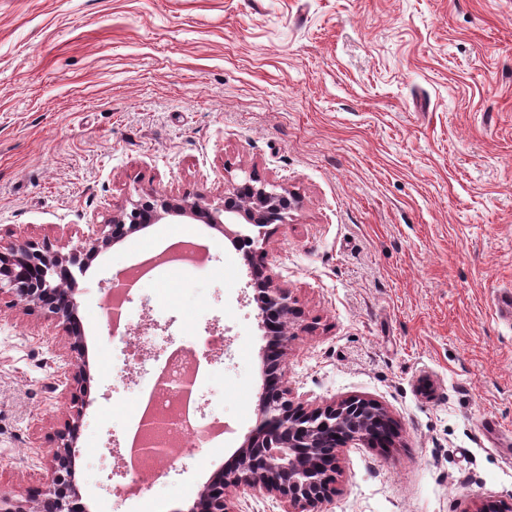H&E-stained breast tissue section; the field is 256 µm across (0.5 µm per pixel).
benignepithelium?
Wrapping results in <instances>:
<instances>
[{
	"instance_id": "1",
	"label": "benign epithelium",
	"mask_w": 512,
	"mask_h": 512,
	"mask_svg": "<svg viewBox=\"0 0 512 512\" xmlns=\"http://www.w3.org/2000/svg\"><path fill=\"white\" fill-rule=\"evenodd\" d=\"M296 200L292 190L270 186L254 176L230 184L216 205L202 194L159 196L149 191L119 206L104 223L91 225L70 249L65 244L54 249L33 242L0 249V299L5 297L13 307L61 322L71 352L69 414L47 454L48 482L23 500L0 493V512H90V506L82 502L76 469L90 378L83 330L77 321L76 273L84 272L100 252L167 217L201 221L243 252L266 340L260 352L263 383L256 425L224 468L178 512H235L232 500L245 492L273 496L287 505L285 512H317L334 492L339 449L359 444L393 446L397 424L381 402L347 396L314 405L288 386L284 366L296 336L298 312L260 242L270 225L286 223ZM240 218L257 233L235 229ZM169 451L164 441L138 449L139 454L154 460L166 457Z\"/></svg>"
}]
</instances>
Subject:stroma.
I'll return each instance as SVG.
<instances>
[{
    "mask_svg": "<svg viewBox=\"0 0 512 512\" xmlns=\"http://www.w3.org/2000/svg\"><path fill=\"white\" fill-rule=\"evenodd\" d=\"M258 177L299 204L265 250L300 311L285 368L308 401L364 396L394 447L341 449L320 512L512 505V0H0V244L51 246L151 190L224 195ZM204 267H159L120 326L112 277L170 236ZM75 295L90 369L79 484L92 512H141L118 472L147 383L114 371L147 322L211 349L196 398L229 430L145 465L177 512L256 424L254 290L230 240L163 220L100 253ZM58 323L0 302V491L41 488L68 401Z\"/></svg>",
    "mask_w": 512,
    "mask_h": 512,
    "instance_id": "obj_1",
    "label": "stroma"
}]
</instances>
